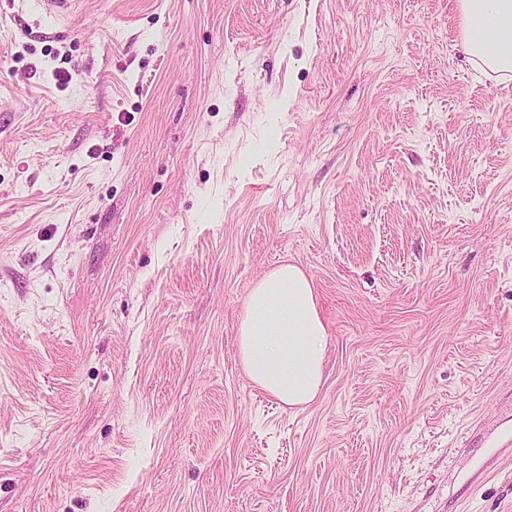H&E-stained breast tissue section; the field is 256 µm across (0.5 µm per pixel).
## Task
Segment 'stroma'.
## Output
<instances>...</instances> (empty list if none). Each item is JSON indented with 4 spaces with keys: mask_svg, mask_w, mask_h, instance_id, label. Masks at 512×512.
<instances>
[{
    "mask_svg": "<svg viewBox=\"0 0 512 512\" xmlns=\"http://www.w3.org/2000/svg\"><path fill=\"white\" fill-rule=\"evenodd\" d=\"M456 0H0V512H512V79ZM292 262L291 410L236 353ZM77 0H38L39 11L48 18L63 17L76 12ZM310 277L283 263L251 288L236 339L247 377L288 407L321 393L329 344Z\"/></svg>",
    "mask_w": 512,
    "mask_h": 512,
    "instance_id": "1",
    "label": "stroma"
}]
</instances>
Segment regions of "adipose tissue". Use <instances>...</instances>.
Wrapping results in <instances>:
<instances>
[{"instance_id":"adipose-tissue-1","label":"adipose tissue","mask_w":512,"mask_h":512,"mask_svg":"<svg viewBox=\"0 0 512 512\" xmlns=\"http://www.w3.org/2000/svg\"><path fill=\"white\" fill-rule=\"evenodd\" d=\"M461 45L472 62L512 75V0H457ZM310 277L284 263L260 279L245 301L236 339L247 377L288 407L321 393L329 344Z\"/></svg>"}]
</instances>
